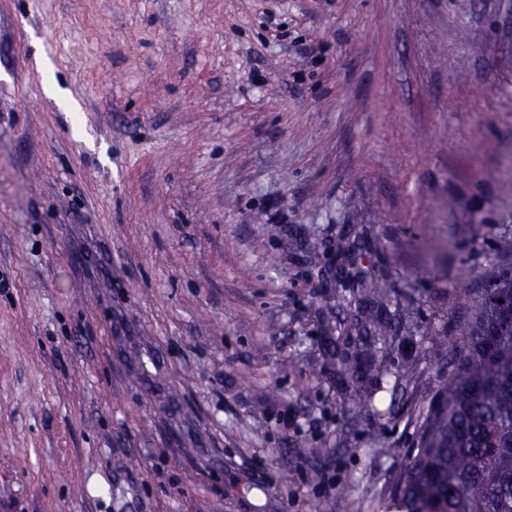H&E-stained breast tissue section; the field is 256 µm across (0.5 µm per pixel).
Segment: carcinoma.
<instances>
[{"label":"carcinoma","instance_id":"obj_1","mask_svg":"<svg viewBox=\"0 0 512 512\" xmlns=\"http://www.w3.org/2000/svg\"><path fill=\"white\" fill-rule=\"evenodd\" d=\"M495 257L478 287L453 292L465 321L434 337L448 374L409 416L410 462L387 489L401 512H512V230L496 236ZM360 287L382 306L397 297L386 281ZM335 330L334 342L353 345L337 357L339 374L352 381L362 365L389 374L383 351L398 339L395 326L366 318Z\"/></svg>","mask_w":512,"mask_h":512}]
</instances>
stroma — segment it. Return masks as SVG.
Segmentation results:
<instances>
[{
  "label": "stroma",
  "instance_id": "1",
  "mask_svg": "<svg viewBox=\"0 0 512 512\" xmlns=\"http://www.w3.org/2000/svg\"><path fill=\"white\" fill-rule=\"evenodd\" d=\"M507 228L512 0H0V512H385ZM362 292L378 305H387L397 297V290L391 283L381 280H362L360 282ZM334 329L338 336H328L334 343L353 344L351 352H345L337 357L338 373L347 379L346 390L350 386L349 380L353 382L361 365H366L379 378L389 374L388 367L384 364L383 351L393 345L399 337L395 326L388 322L365 318L347 328L336 325ZM353 329L362 330L364 336H349ZM344 333L347 336H343Z\"/></svg>",
  "mask_w": 512,
  "mask_h": 512
}]
</instances>
